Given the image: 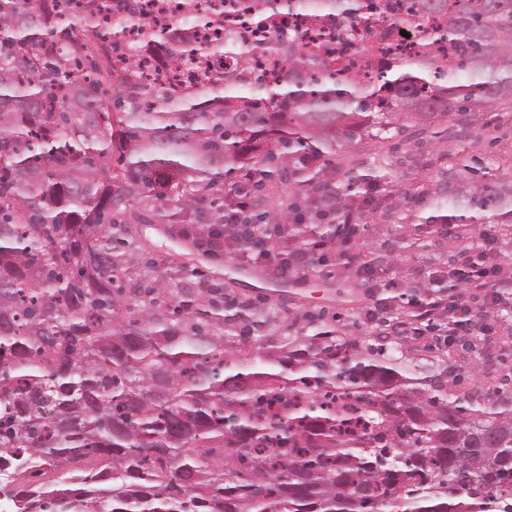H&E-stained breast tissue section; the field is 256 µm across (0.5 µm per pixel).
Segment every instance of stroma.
Listing matches in <instances>:
<instances>
[{"label": "stroma", "instance_id": "1", "mask_svg": "<svg viewBox=\"0 0 512 512\" xmlns=\"http://www.w3.org/2000/svg\"><path fill=\"white\" fill-rule=\"evenodd\" d=\"M458 115L439 118L435 133L423 138L395 139L380 143L363 139L339 147L338 166L351 165L379 175L377 187L362 196L364 217L356 226L353 250L342 257L339 249L328 252L327 271L281 272L275 266L239 260L230 252L215 254L195 247L190 241L171 237L163 224H137L138 262L160 259L157 275L169 276L173 285L184 288L208 277L224 284V294L268 309L263 334L281 339L284 332L304 334L303 325H291L292 312L302 310L335 323L342 336L372 343L378 330L364 318L370 306L363 267L381 271L378 291L390 299L389 313L407 312L400 294L417 286L426 275L445 277L451 256L480 238V227L456 226L454 238L432 233L419 223L424 192L438 185L447 156L459 154L468 165L494 168L496 177L512 180V101L499 102L476 113L466 128H459ZM430 335L400 336L396 343L410 357L429 356L447 365L460 379L459 387L471 389L480 382L482 399L494 398L502 383H512V361L499 360L488 352L481 371H474L473 353L456 344H440L425 352Z\"/></svg>", "mask_w": 512, "mask_h": 512}]
</instances>
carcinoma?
Instances as JSON below:
<instances>
[{"mask_svg":"<svg viewBox=\"0 0 512 512\" xmlns=\"http://www.w3.org/2000/svg\"><path fill=\"white\" fill-rule=\"evenodd\" d=\"M0 0V475L15 512H484L512 499V394L448 391V368L409 366L387 337L366 345L312 333L239 344L264 321L204 279L117 284L130 225L154 212L200 225L224 247V209L248 191L243 224L309 246L297 195L341 213L336 147L423 135L438 115L512 100V0H339L335 28L372 32L433 18L439 38L397 45L365 79L310 57L293 33L211 48L223 72L172 96L143 83L141 46L112 62L96 0ZM160 54L191 44L182 23ZM280 56L272 82L256 57ZM311 157L315 163L307 165ZM246 182L224 192L233 174ZM277 180L296 196L265 208ZM424 224L512 232V181L448 173ZM140 199L150 208L130 213Z\"/></svg>","mask_w":512,"mask_h":512,"instance_id":"cac0c4a2","label":"carcinoma"}]
</instances>
